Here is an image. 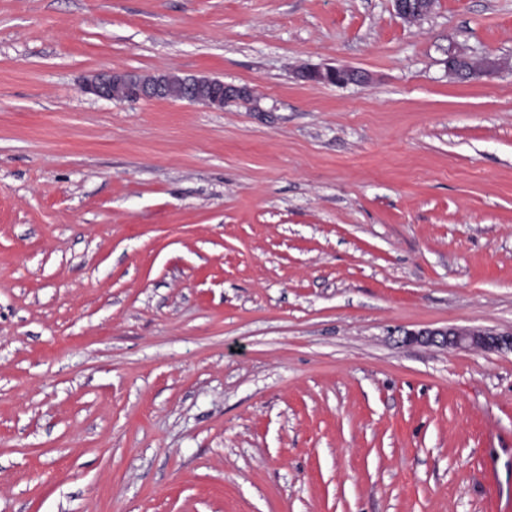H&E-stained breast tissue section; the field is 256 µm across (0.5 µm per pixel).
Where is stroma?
<instances>
[{"label": "stroma", "instance_id": "obj_1", "mask_svg": "<svg viewBox=\"0 0 512 512\" xmlns=\"http://www.w3.org/2000/svg\"><path fill=\"white\" fill-rule=\"evenodd\" d=\"M458 49L512 0H0V512H512V351L406 338L512 331V67ZM397 15L408 23H419L433 9L435 0H394ZM499 65V59L492 51L485 52L479 63L471 62L466 56L451 51L445 61L449 75L473 79L494 71ZM302 77L309 82L325 85H346L361 79L359 72L344 67H329L324 70L308 69L302 73ZM172 72L142 78V75L127 71H102L94 74L84 83L82 90L86 94L106 100L138 102L140 100L169 99L168 83ZM119 83L126 87L127 99H117L112 95V84ZM184 94L180 100L203 104L212 109H223L224 99L229 96L245 97L250 90L225 84L207 75H191L183 77Z\"/></svg>", "mask_w": 512, "mask_h": 512}]
</instances>
